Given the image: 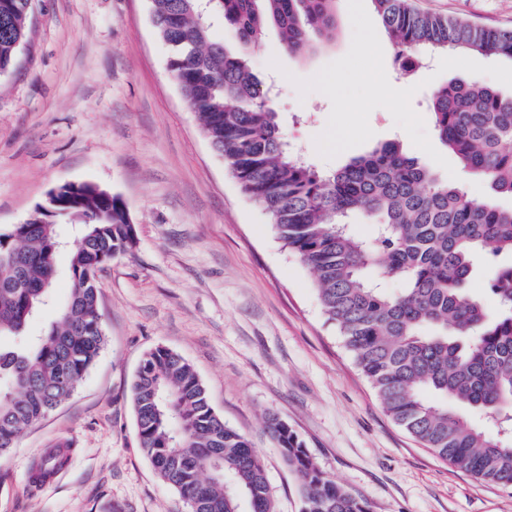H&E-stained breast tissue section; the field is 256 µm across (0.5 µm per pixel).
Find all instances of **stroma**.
Listing matches in <instances>:
<instances>
[{"label": "stroma", "mask_w": 512, "mask_h": 512, "mask_svg": "<svg viewBox=\"0 0 512 512\" xmlns=\"http://www.w3.org/2000/svg\"><path fill=\"white\" fill-rule=\"evenodd\" d=\"M33 4L32 40L13 73L0 77V229L23 222L52 188L91 182L123 200L137 244L98 274L100 356L77 390L0 459V512H188L143 456L130 399L141 359L159 346L192 365L214 411L259 452L278 512H302L303 499L264 427L269 412L369 512H512V487L449 465L386 414L327 322L312 272L278 241L189 111L151 0ZM416 4L512 29V0ZM336 14L335 40L309 55H288L269 27L251 57L253 73L273 87L289 146L325 173L393 140L429 163L381 107L369 115L368 142L330 160L318 155L314 139L331 101L300 95L292 79L312 77L349 51L347 0H336ZM377 35L390 83L416 87L411 106L426 119L421 81L470 77L430 67L403 77L385 29ZM69 260L58 254L53 303L30 321L28 335H41L67 299ZM57 445L70 449L67 466L31 488L33 460Z\"/></svg>", "instance_id": "1"}]
</instances>
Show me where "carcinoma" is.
<instances>
[{
	"mask_svg": "<svg viewBox=\"0 0 512 512\" xmlns=\"http://www.w3.org/2000/svg\"><path fill=\"white\" fill-rule=\"evenodd\" d=\"M408 76L425 57L466 50L512 59V29L427 14L412 0H371ZM32 0H0V76L29 38ZM213 17L237 35L231 52L211 40ZM168 67L201 130L239 184L266 212L276 237L314 272L327 321L391 419L448 464L512 486V207L476 201L400 145L387 142L322 174L284 141L269 90L252 73L250 52L266 27L301 56L336 37V0H152ZM437 137L462 171L493 196L512 198V95L478 78L433 87ZM363 214L374 234L353 233ZM70 294L35 338L26 326L50 300L57 252L68 233ZM136 244L125 204L96 184L50 191L25 224L0 231V459L21 433L78 388L105 343L95 271ZM482 259L496 265L490 313L468 285ZM397 279L390 292L384 283ZM140 446L189 512H276L261 458L224 424L192 366L164 347L148 352L131 384ZM481 412L496 431L459 411ZM265 427L300 482L303 512H368L331 479L288 424ZM50 448L31 467L37 486L65 463Z\"/></svg>",
	"mask_w": 512,
	"mask_h": 512,
	"instance_id": "obj_1",
	"label": "carcinoma"
}]
</instances>
